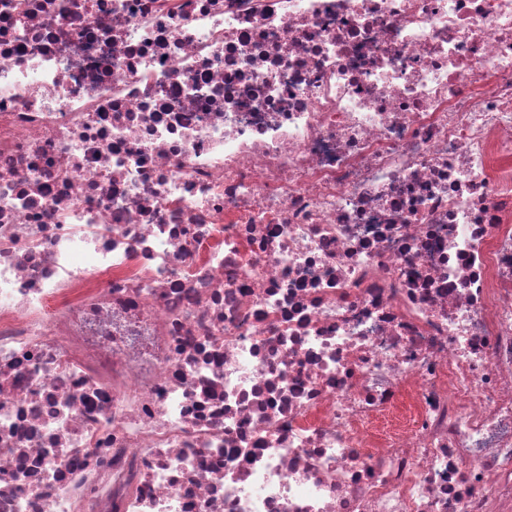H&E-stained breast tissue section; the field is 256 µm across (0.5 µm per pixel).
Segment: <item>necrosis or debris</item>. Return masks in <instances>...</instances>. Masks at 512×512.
<instances>
[{"label": "necrosis or debris", "mask_w": 512, "mask_h": 512, "mask_svg": "<svg viewBox=\"0 0 512 512\" xmlns=\"http://www.w3.org/2000/svg\"><path fill=\"white\" fill-rule=\"evenodd\" d=\"M0 512H512V0H0Z\"/></svg>", "instance_id": "obj_1"}]
</instances>
